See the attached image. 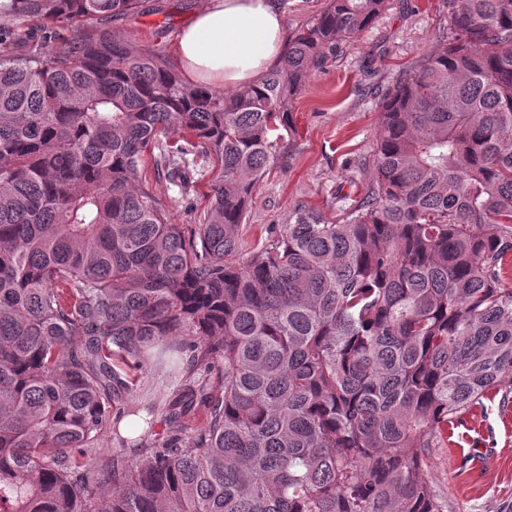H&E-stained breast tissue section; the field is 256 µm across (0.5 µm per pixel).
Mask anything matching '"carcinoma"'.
Returning a JSON list of instances; mask_svg holds the SVG:
<instances>
[{
    "instance_id": "carcinoma-1",
    "label": "carcinoma",
    "mask_w": 512,
    "mask_h": 512,
    "mask_svg": "<svg viewBox=\"0 0 512 512\" xmlns=\"http://www.w3.org/2000/svg\"><path fill=\"white\" fill-rule=\"evenodd\" d=\"M385 2L329 0L224 90L112 31L141 0H0V512H442L429 450L512 380V0H448L383 101L367 196L239 261L288 103ZM151 149L185 195L212 164L199 223L143 184ZM165 358L167 432L122 435ZM108 421L118 447L78 461Z\"/></svg>"
}]
</instances>
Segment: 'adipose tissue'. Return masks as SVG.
<instances>
[{"label":"adipose tissue","instance_id":"1","mask_svg":"<svg viewBox=\"0 0 512 512\" xmlns=\"http://www.w3.org/2000/svg\"><path fill=\"white\" fill-rule=\"evenodd\" d=\"M287 47L277 0H205L174 51L190 82L239 89L278 65Z\"/></svg>","mask_w":512,"mask_h":512}]
</instances>
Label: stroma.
<instances>
[{
    "instance_id": "obj_1",
    "label": "stroma",
    "mask_w": 512,
    "mask_h": 512,
    "mask_svg": "<svg viewBox=\"0 0 512 512\" xmlns=\"http://www.w3.org/2000/svg\"><path fill=\"white\" fill-rule=\"evenodd\" d=\"M143 11L112 26L137 47L173 58L182 27L205 0H142ZM444 0H387L384 11L341 47L291 102L295 132L253 190L242 224L241 255L249 257L292 222L297 210L341 219L364 198L383 99L396 80L436 44L447 21ZM145 181L167 201L177 224L197 223L206 209L210 170L195 173L189 196L157 177ZM444 512H512V383L503 382L450 424L423 469Z\"/></svg>"
}]
</instances>
